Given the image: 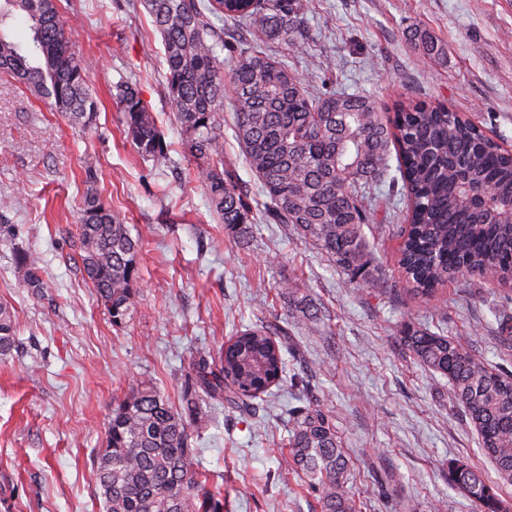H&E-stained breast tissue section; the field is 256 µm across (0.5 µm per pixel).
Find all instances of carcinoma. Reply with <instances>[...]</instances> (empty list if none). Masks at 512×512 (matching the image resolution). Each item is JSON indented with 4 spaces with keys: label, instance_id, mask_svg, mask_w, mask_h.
Instances as JSON below:
<instances>
[{
    "label": "carcinoma",
    "instance_id": "carcinoma-1",
    "mask_svg": "<svg viewBox=\"0 0 512 512\" xmlns=\"http://www.w3.org/2000/svg\"><path fill=\"white\" fill-rule=\"evenodd\" d=\"M164 46L166 89L180 126L183 152L197 163L209 210L242 237L252 209L224 170V96L234 101V134L258 177L267 214L286 224L331 259L344 284L379 287L363 226L373 221L372 188L396 153L406 210L399 225L398 267L406 292L427 299L450 280L477 277L509 284L512 303V224L474 213L457 179L461 173L487 193L490 208L512 200V151L484 135L465 115L439 102L399 103L391 116L362 95L311 93L266 52L285 44L308 45L307 6L300 0H144ZM23 13L30 42L22 46L10 22ZM244 20L255 41L241 50L229 77L217 48L224 47L214 20ZM57 0H0V74L23 84L70 125L94 123L97 102L90 76L65 35ZM413 44L431 57L437 45L427 33ZM125 132L144 160H167L168 145L136 85L117 86ZM78 234L84 272L98 300L120 323L131 311L140 239L90 188ZM31 287L42 285L39 260L25 253ZM14 313L0 305V355L15 346ZM288 328L255 325L231 337L221 368L196 363L197 381L210 396L248 408L287 374ZM401 342L427 369L448 378L449 392L481 438L498 482L463 465L448 467V484L469 496L480 512H506L500 487L512 485V372L490 367L458 337L412 323ZM288 463L319 493L322 512H354L347 486L349 460L333 418L320 408L292 414ZM186 422L154 388L138 384L112 408L94 469L103 512H224V500L203 491Z\"/></svg>",
    "mask_w": 512,
    "mask_h": 512
}]
</instances>
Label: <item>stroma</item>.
I'll use <instances>...</instances> for the list:
<instances>
[{
  "instance_id": "obj_1",
  "label": "stroma",
  "mask_w": 512,
  "mask_h": 512,
  "mask_svg": "<svg viewBox=\"0 0 512 512\" xmlns=\"http://www.w3.org/2000/svg\"><path fill=\"white\" fill-rule=\"evenodd\" d=\"M309 47L278 58L312 93L360 94L385 107L408 99L448 104L512 148V0H308ZM69 37L99 104L75 129L23 84L0 76V304L12 307L16 346L0 356V512H100L93 461L106 445L115 400L153 385L182 413L200 478L224 512H321L318 493L286 468L294 408L330 414L350 461L357 512H479L448 485L466 465L495 480L478 435L448 381L400 341L407 322L458 336L492 366L512 370L498 331L503 289L449 282L434 297L402 289L401 239L380 198L365 232L389 294L344 287L343 275L292 229L269 221L256 175L225 100L224 166L254 213L246 240L210 213L196 163L163 86V46L141 0H59ZM441 55L415 51L414 29ZM135 82L169 146L164 164L142 160L113 97ZM95 183H88L87 172ZM141 239L130 315L113 323L85 276L78 236L88 187ZM41 260L26 285L17 251ZM299 283L295 298L283 281ZM325 319L300 325L309 305ZM284 324L297 357L283 386L239 410L199 402L195 360L217 363L225 342L258 321ZM393 483H386L385 474Z\"/></svg>"
}]
</instances>
